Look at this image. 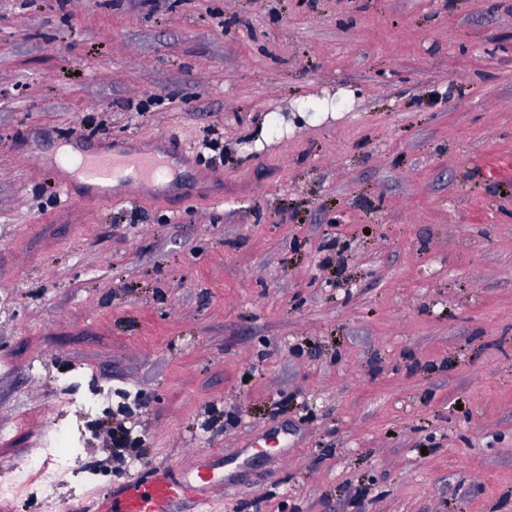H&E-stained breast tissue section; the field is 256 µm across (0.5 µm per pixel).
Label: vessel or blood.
I'll return each mask as SVG.
<instances>
[{"label": "vessel or blood", "mask_w": 512, "mask_h": 512, "mask_svg": "<svg viewBox=\"0 0 512 512\" xmlns=\"http://www.w3.org/2000/svg\"><path fill=\"white\" fill-rule=\"evenodd\" d=\"M199 150L168 135L131 143L129 138L105 140L100 151L83 156L72 169L56 167L55 181L60 195L71 203L107 206L127 195L138 197L158 185L176 189L170 175L174 167L196 170V196L213 203L224 201V175L197 166ZM213 479L197 472L190 479H177L168 470H155L150 482L133 479L118 490L100 496L92 512H176L179 502L195 505V512H213Z\"/></svg>", "instance_id": "b4317fda"}]
</instances>
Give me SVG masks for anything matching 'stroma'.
<instances>
[{
    "label": "stroma",
    "mask_w": 512,
    "mask_h": 512,
    "mask_svg": "<svg viewBox=\"0 0 512 512\" xmlns=\"http://www.w3.org/2000/svg\"><path fill=\"white\" fill-rule=\"evenodd\" d=\"M75 130L224 202L67 203ZM195 448L217 512H512V0H0V512Z\"/></svg>",
    "instance_id": "1"
}]
</instances>
